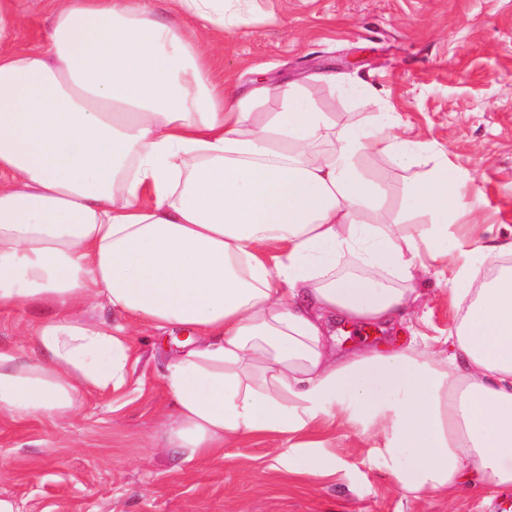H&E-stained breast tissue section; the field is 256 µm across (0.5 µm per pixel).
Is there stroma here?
<instances>
[{"instance_id": "obj_1", "label": "stroma", "mask_w": 512, "mask_h": 512, "mask_svg": "<svg viewBox=\"0 0 512 512\" xmlns=\"http://www.w3.org/2000/svg\"><path fill=\"white\" fill-rule=\"evenodd\" d=\"M360 65L349 66L353 56ZM331 71L335 82L319 81ZM215 82L306 90L337 125H370L390 113L402 136L442 150L470 178L458 236H512V0H250L211 59ZM385 190L368 221L424 224L408 199L411 172L383 156L360 160ZM413 326L330 328L337 350L425 335L445 348L458 310L451 285L425 276ZM35 305L0 308V345L30 350ZM176 331L133 330L126 385L86 394L72 414L0 421V499L19 512H512V496L405 494L349 426L321 438L335 455L329 478L296 473L280 439L230 441L222 456L187 461L158 445L172 401L160 373L181 350Z\"/></svg>"}]
</instances>
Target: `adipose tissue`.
<instances>
[{"mask_svg": "<svg viewBox=\"0 0 512 512\" xmlns=\"http://www.w3.org/2000/svg\"><path fill=\"white\" fill-rule=\"evenodd\" d=\"M246 2L167 0L203 43L142 0H48L30 46L16 0H0V307L49 312L31 354L0 346V416L73 413L125 386L131 326L177 327L195 343L165 365L177 415L163 433L186 459L276 436L299 472L329 477L317 433L341 419L414 497L512 491V240L458 239L465 179L390 120L338 128L284 87L283 111L256 124L272 87L220 89L208 68ZM329 130L336 147L314 152ZM370 151L414 170L431 223L366 221L383 196L360 169ZM451 255L449 351L416 336L336 352L330 318H397ZM98 306L112 322L76 314Z\"/></svg>", "mask_w": 512, "mask_h": 512, "instance_id": "ef3b65f1", "label": "adipose tissue"}]
</instances>
